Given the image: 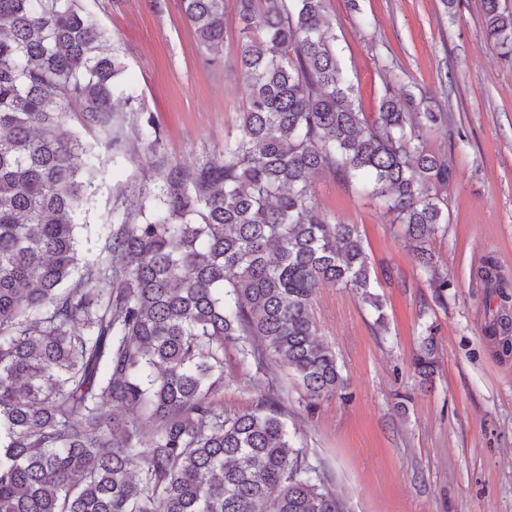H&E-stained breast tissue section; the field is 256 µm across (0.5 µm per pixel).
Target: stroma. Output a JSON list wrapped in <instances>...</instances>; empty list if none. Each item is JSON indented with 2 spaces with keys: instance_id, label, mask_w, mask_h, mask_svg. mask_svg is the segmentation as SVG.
<instances>
[{
  "instance_id": "1",
  "label": "stroma",
  "mask_w": 512,
  "mask_h": 512,
  "mask_svg": "<svg viewBox=\"0 0 512 512\" xmlns=\"http://www.w3.org/2000/svg\"><path fill=\"white\" fill-rule=\"evenodd\" d=\"M112 36L133 109L113 132L87 127L78 111L65 125L103 165L80 221L84 262L108 258L107 225L136 215L159 174L142 161L146 123L160 131L170 163H219L239 134L246 83L235 66L240 25L224 15L221 62L207 64L180 0H78ZM345 71L366 115L386 85L448 111L430 148L447 158L448 229L428 244L434 273L423 272L380 201L329 175L313 180L330 221L359 225L386 301V330L347 288L325 284L313 312L348 380L345 399L307 410L274 359L242 365L224 350L225 411L249 409L264 382L278 383L288 431L319 464L349 512H512V353L484 334L496 312L477 266L493 260L512 287V57L483 29L482 0H326ZM119 145H111L112 136ZM447 278L435 288L433 276ZM434 327L439 368L431 388L411 366L425 327Z\"/></svg>"
}]
</instances>
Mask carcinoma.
Returning a JSON list of instances; mask_svg holds the SVG:
<instances>
[{"label":"carcinoma","mask_w":512,"mask_h":512,"mask_svg":"<svg viewBox=\"0 0 512 512\" xmlns=\"http://www.w3.org/2000/svg\"><path fill=\"white\" fill-rule=\"evenodd\" d=\"M325 2L181 0L208 63L236 11L241 134L224 162L183 167L147 122L160 176L140 222L112 225V263L67 288L99 170L64 116L77 103L87 124L112 128L123 66L77 0H0V512H347L290 436L281 390L233 414L217 399L228 344L243 365L279 360L309 408L343 396L312 313L325 283L360 294L386 328L359 227L319 211L314 175L383 201L426 269L425 243L447 230L436 191L453 173L427 137L448 113L389 89L368 121ZM483 23L511 55L512 10L483 0ZM477 276L504 297L493 262ZM485 334L512 350L508 308ZM438 366L429 329L419 384Z\"/></svg>","instance_id":"1"}]
</instances>
